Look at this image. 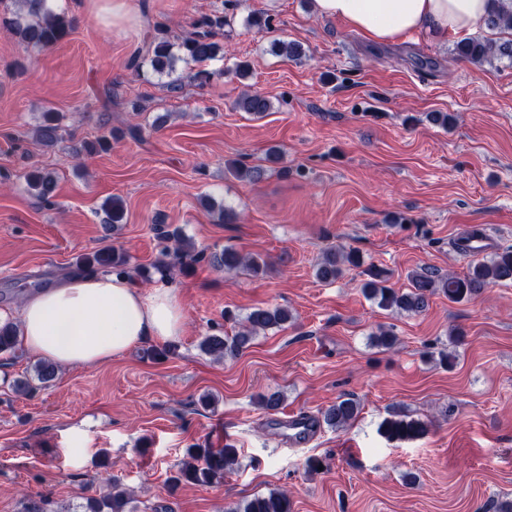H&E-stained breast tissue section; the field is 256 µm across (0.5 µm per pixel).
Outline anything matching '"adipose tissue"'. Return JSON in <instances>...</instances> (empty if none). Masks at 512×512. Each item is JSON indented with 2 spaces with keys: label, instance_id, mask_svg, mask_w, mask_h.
Segmentation results:
<instances>
[{
  "label": "adipose tissue",
  "instance_id": "adipose-tissue-1",
  "mask_svg": "<svg viewBox=\"0 0 512 512\" xmlns=\"http://www.w3.org/2000/svg\"><path fill=\"white\" fill-rule=\"evenodd\" d=\"M315 12L344 22L370 41L390 44L409 36L446 39L483 29L493 0H314ZM16 320L22 346L61 366L94 367L153 340L184 334L183 314L165 284L142 291L128 277L83 272L25 297Z\"/></svg>",
  "mask_w": 512,
  "mask_h": 512
}]
</instances>
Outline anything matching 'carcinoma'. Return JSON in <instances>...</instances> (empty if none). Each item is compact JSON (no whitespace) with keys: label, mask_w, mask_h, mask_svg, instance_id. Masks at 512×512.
<instances>
[{"label":"carcinoma","mask_w":512,"mask_h":512,"mask_svg":"<svg viewBox=\"0 0 512 512\" xmlns=\"http://www.w3.org/2000/svg\"><path fill=\"white\" fill-rule=\"evenodd\" d=\"M10 2V25L25 48H52L67 37L73 29L74 19L63 10L51 5V0H0V4ZM487 27L490 29L512 30V0H494ZM229 21L224 13L202 14L193 19L192 31L173 40L164 29L156 28L148 49V62L152 70L160 75L170 77L166 88L174 91L182 87L181 77L175 75L176 65L181 62L186 66L202 65L216 60L220 52L218 38L224 36V26ZM454 52L461 61L473 65H482L497 59L512 61V39L494 42L481 37H467L456 42ZM235 107L254 117L260 118L271 108L270 100L260 93H246L239 98ZM61 116L57 112L46 113L44 124L35 130V136L41 143L52 146L60 138ZM108 139L102 136L94 141H81L74 145L73 153L80 157L94 155L106 150ZM28 185L37 192V196L49 201L53 197L55 181L52 173L34 170L27 175ZM160 237L166 240L177 239L178 246L172 252V262L158 263L150 267L137 269L139 277L150 281L154 277L163 280L175 267L184 271L193 259L194 245L185 243L175 233L161 231ZM217 265L226 271L245 269L258 276L266 273V264L257 257H249L236 250L226 248L216 257ZM359 268L363 260L358 251H345L329 247L323 251L316 264V276L321 280H335L343 272L342 265ZM77 265L82 269H103L117 275L128 274L127 255L115 248L99 249L91 254L77 258ZM368 279L362 285L364 296L377 303L384 310H392L408 315H417L429 307V299L435 294H442L451 302H460L479 294L491 284L512 282V248L495 252L492 256L470 265L468 273L462 277L442 275L433 267H421L410 276V287L406 290L388 285L389 275L385 270L371 265L365 269ZM291 320V314L284 307L251 310L239 330L233 336L213 334L201 342L202 350L216 360L237 357L246 345L259 333L271 328H281ZM376 346L390 349L398 343V337L389 327L380 326L372 334ZM465 333L453 328L448 333V346L451 351L440 355V364L451 368L456 359V348L464 345ZM21 345L18 325L0 324V354H15ZM57 364L50 360L38 362L35 366L36 378L46 386L52 382L57 373ZM360 412L359 402L352 396L336 400L321 414L314 418L316 425H326L335 430H342L354 422ZM379 432L388 439H416L429 432L428 424L414 419L403 412H396L384 419ZM188 461L184 462L176 475L170 478V490L174 491L182 484L211 485L224 480V475L234 469L238 462V449L226 442L222 448H202L191 446L187 450ZM131 497L119 482L113 480L108 490L97 496L86 498L84 512H130L128 504ZM227 512H292V502L288 493L271 491L257 495L236 504Z\"/></svg>","instance_id":"cac0c4a2"}]
</instances>
